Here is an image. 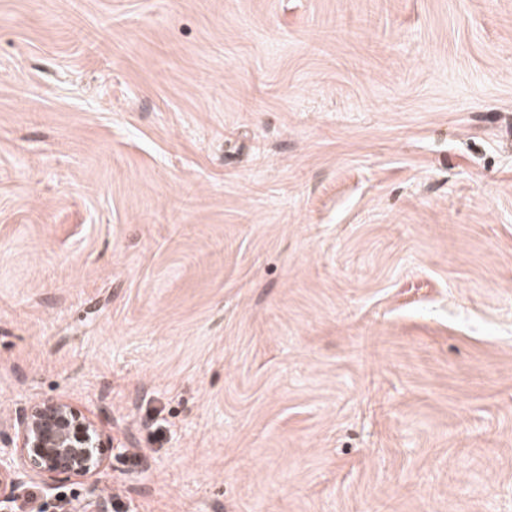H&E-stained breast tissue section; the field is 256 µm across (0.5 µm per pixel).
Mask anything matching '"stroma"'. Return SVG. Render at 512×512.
<instances>
[{
  "instance_id": "35a3bbf8",
  "label": "stroma",
  "mask_w": 512,
  "mask_h": 512,
  "mask_svg": "<svg viewBox=\"0 0 512 512\" xmlns=\"http://www.w3.org/2000/svg\"><path fill=\"white\" fill-rule=\"evenodd\" d=\"M15 512H512V0H0ZM111 455L112 438L73 403L50 398L22 409L15 439L0 442V511L10 512L8 504L29 481L94 489Z\"/></svg>"
}]
</instances>
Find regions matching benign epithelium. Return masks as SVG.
I'll list each match as a JSON object with an SVG mask.
<instances>
[{
	"label": "benign epithelium",
	"mask_w": 512,
	"mask_h": 512,
	"mask_svg": "<svg viewBox=\"0 0 512 512\" xmlns=\"http://www.w3.org/2000/svg\"><path fill=\"white\" fill-rule=\"evenodd\" d=\"M111 455L112 438L73 403L50 398L22 409L15 438L0 442V512H10L8 504L29 481L95 488Z\"/></svg>",
	"instance_id": "1"
}]
</instances>
